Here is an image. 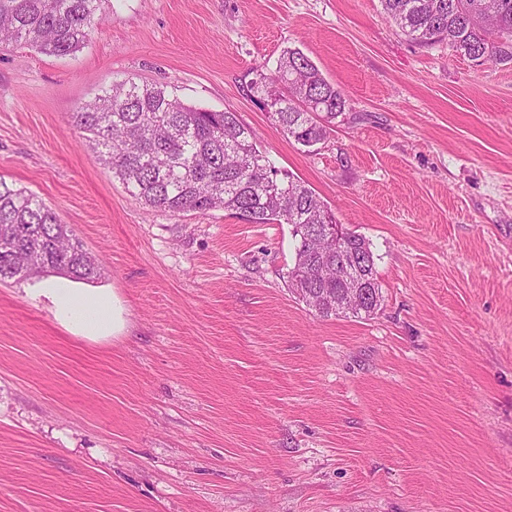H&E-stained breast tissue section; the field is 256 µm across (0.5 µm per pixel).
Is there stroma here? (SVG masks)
Wrapping results in <instances>:
<instances>
[{"mask_svg":"<svg viewBox=\"0 0 512 512\" xmlns=\"http://www.w3.org/2000/svg\"><path fill=\"white\" fill-rule=\"evenodd\" d=\"M305 53L348 106L312 148L246 93ZM229 110L364 236L383 300L320 317L285 224L148 208L69 125L112 84ZM0 178L101 264L119 337L0 284V512H512V64L379 0H105L75 56L0 45Z\"/></svg>","mask_w":512,"mask_h":512,"instance_id":"35a3bbf8","label":"stroma"}]
</instances>
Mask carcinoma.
<instances>
[{"label": "carcinoma", "instance_id": "carcinoma-1", "mask_svg": "<svg viewBox=\"0 0 512 512\" xmlns=\"http://www.w3.org/2000/svg\"><path fill=\"white\" fill-rule=\"evenodd\" d=\"M102 0H0V43L25 45L54 57L78 52L102 20ZM388 20L420 44L445 41L481 65L512 64V0H380ZM283 132L310 148L345 110L343 92L301 50L282 51L275 70L246 86ZM113 176L154 210L178 214L222 209L252 224H286L297 240L288 288L311 290L306 304L322 317L320 292L337 296L339 282L316 277L307 229L334 224L331 210L304 182L276 168L255 132L231 111L185 104L168 86L126 81L71 113ZM317 246L333 257L362 260L360 279L372 299L352 315L381 305L374 254L364 237L323 230ZM98 260L42 199L0 178V282L57 272L76 281L100 275Z\"/></svg>", "mask_w": 512, "mask_h": 512}]
</instances>
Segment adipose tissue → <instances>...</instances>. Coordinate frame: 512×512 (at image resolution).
Masks as SVG:
<instances>
[{
	"instance_id": "ef3b65f1",
	"label": "adipose tissue",
	"mask_w": 512,
	"mask_h": 512,
	"mask_svg": "<svg viewBox=\"0 0 512 512\" xmlns=\"http://www.w3.org/2000/svg\"><path fill=\"white\" fill-rule=\"evenodd\" d=\"M37 291L51 300L57 320L77 335L99 339L126 328L123 306L114 295L86 293L62 282L42 283Z\"/></svg>"
}]
</instances>
